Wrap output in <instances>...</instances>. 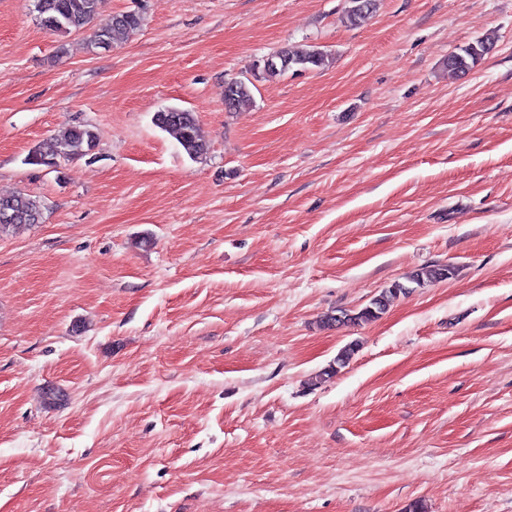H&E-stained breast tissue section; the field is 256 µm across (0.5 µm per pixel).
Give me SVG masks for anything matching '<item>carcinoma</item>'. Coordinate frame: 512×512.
Listing matches in <instances>:
<instances>
[{
  "instance_id": "cac0c4a2",
  "label": "carcinoma",
  "mask_w": 512,
  "mask_h": 512,
  "mask_svg": "<svg viewBox=\"0 0 512 512\" xmlns=\"http://www.w3.org/2000/svg\"><path fill=\"white\" fill-rule=\"evenodd\" d=\"M47 8L38 13L40 25L62 36L89 32V44L93 48L99 43H113L121 36L137 31L142 23L137 14L122 13L104 16L105 0H45ZM348 20L357 25L368 19L377 9V0H350ZM494 43L488 38H479L448 56L446 67L448 76L454 78L474 68L486 55L492 52ZM273 63L263 66L265 75L273 77L290 70L295 72L322 68L328 62V54L316 45L303 50L285 46L276 51ZM224 97L230 98L227 109L232 111L248 103L251 88L243 80L224 82ZM155 125L172 134L183 151L192 159L208 153L209 144L204 138L194 113L171 108L154 115ZM98 134L86 126H71L42 141L28 155V163L50 167L62 160H69L93 150ZM43 219L40 201L27 194L17 193L0 196V234L22 226L39 224ZM454 274L450 265L425 267L410 277L417 287L449 279ZM408 287L395 283L375 296L369 304L357 311L342 310L329 315L325 323L329 326H342L349 323L373 321L382 315L390 303L399 295L407 293Z\"/></svg>"
}]
</instances>
